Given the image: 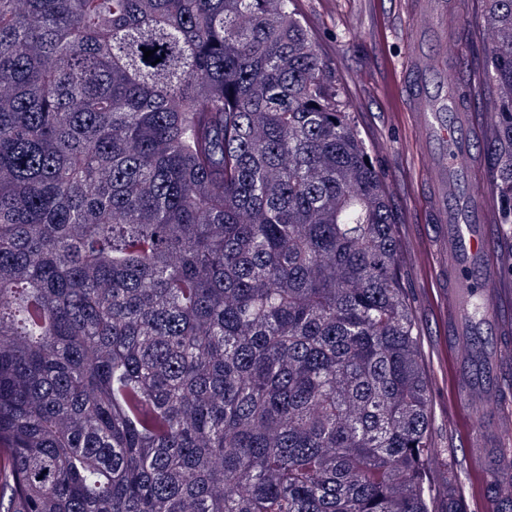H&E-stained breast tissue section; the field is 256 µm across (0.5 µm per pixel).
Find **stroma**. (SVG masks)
I'll list each match as a JSON object with an SVG mask.
<instances>
[{
    "mask_svg": "<svg viewBox=\"0 0 512 512\" xmlns=\"http://www.w3.org/2000/svg\"><path fill=\"white\" fill-rule=\"evenodd\" d=\"M449 0H295L320 52L336 70L355 127L388 184L397 220L403 284L417 301V323L432 379V434L441 453L434 482L448 475L466 477L468 448L450 419L456 390L449 377L447 305L442 280L448 272L451 244L429 221L432 170L447 144L425 138L412 117L407 89L412 84L409 59L419 54L427 91L446 92L449 61L470 59L463 31L479 0H465L462 13L448 12L455 33L442 43L428 37L431 9Z\"/></svg>",
    "mask_w": 512,
    "mask_h": 512,
    "instance_id": "obj_1",
    "label": "stroma"
}]
</instances>
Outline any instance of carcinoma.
Wrapping results in <instances>:
<instances>
[{"instance_id":"carcinoma-1","label":"carcinoma","mask_w":512,"mask_h":512,"mask_svg":"<svg viewBox=\"0 0 512 512\" xmlns=\"http://www.w3.org/2000/svg\"><path fill=\"white\" fill-rule=\"evenodd\" d=\"M398 251L294 0H0V512H469Z\"/></svg>"}]
</instances>
